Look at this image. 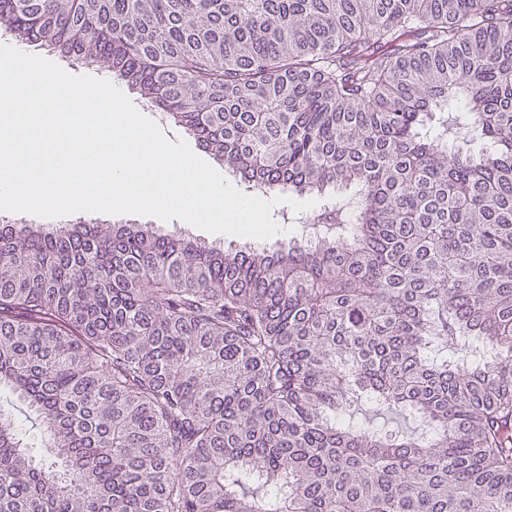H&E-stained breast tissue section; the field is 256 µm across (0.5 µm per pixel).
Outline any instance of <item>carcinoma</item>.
<instances>
[{
	"instance_id": "carcinoma-1",
	"label": "carcinoma",
	"mask_w": 512,
	"mask_h": 512,
	"mask_svg": "<svg viewBox=\"0 0 512 512\" xmlns=\"http://www.w3.org/2000/svg\"><path fill=\"white\" fill-rule=\"evenodd\" d=\"M305 238L0 225V512H512V0H0ZM367 405L373 417L354 421ZM3 39L5 40V43H8L10 46H18L20 47L25 53H29V54H34V55H38V56H41L45 59H48L54 63H56L58 66H60L64 71H66L67 73L71 74V75H84V76H90V77H93V78H112V77H106L105 75L103 74H98L96 73V71H93L91 69H88V68H83V67H75V66H72L70 65L67 61L57 57L56 55L54 54H49L47 53L46 51H43V50H37V49H34V48H31V47H28L26 45H23V44H20V43H17L15 40H13L12 38H10L9 36H6V37H3ZM112 84H115L116 86L120 87L122 89V92L131 100V102L141 108L143 110V112H140L141 114H143L145 117L153 120L155 123L156 121L158 122L157 120V113L158 112H154L152 111L150 108H147L146 106H143V103L141 102V99L138 95L136 94H133L132 92H130L127 88V86L120 80H117V79H113L112 78ZM157 124V123H156ZM158 125V124H157ZM161 130H162V127L161 125H158ZM182 131L178 134H173V136H168L167 133H165L163 130V133L165 134V136L173 143H177L178 140H183L184 142L187 143V145L189 146V148L191 149V151L197 156L199 157L200 159H202L203 161H205L207 164H209L214 170H216L218 173H220L230 184H232L238 191H240L242 194H247V195H253V196H256V197H262L260 195H256V194H253L251 192H248L245 190V186L243 184H241L240 182H238L233 176L229 175L225 170H224V166L223 165H220L218 164L217 162H215L212 158V156L209 155L208 152H206L203 148H201L195 141L192 137L188 136L183 129H181ZM262 198H265V197H262ZM0 409L10 414L17 423L24 444L32 448H45L47 431L41 426L35 415L8 388H0Z\"/></svg>"
}]
</instances>
